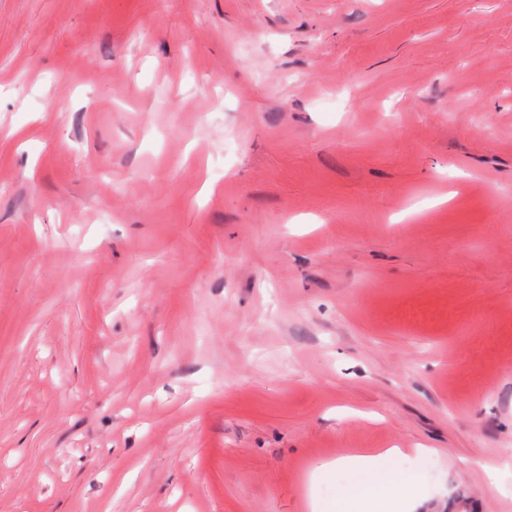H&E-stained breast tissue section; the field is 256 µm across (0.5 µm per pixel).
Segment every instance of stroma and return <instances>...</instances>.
Segmentation results:
<instances>
[{
    "instance_id": "stroma-1",
    "label": "stroma",
    "mask_w": 512,
    "mask_h": 512,
    "mask_svg": "<svg viewBox=\"0 0 512 512\" xmlns=\"http://www.w3.org/2000/svg\"><path fill=\"white\" fill-rule=\"evenodd\" d=\"M420 446L374 500L512 512V0H0V512Z\"/></svg>"
}]
</instances>
